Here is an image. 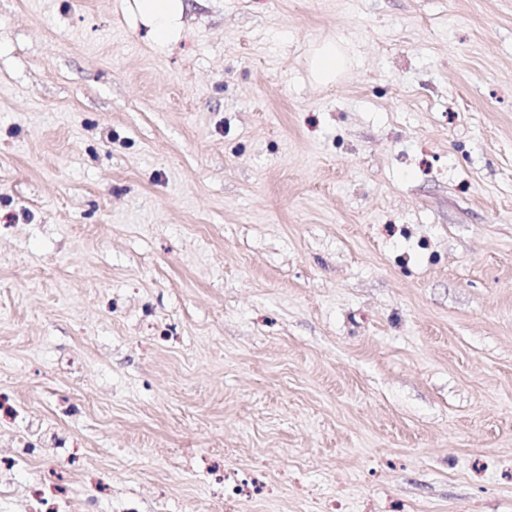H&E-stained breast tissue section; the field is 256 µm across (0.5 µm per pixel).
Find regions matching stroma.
<instances>
[{"instance_id":"1","label":"stroma","mask_w":512,"mask_h":512,"mask_svg":"<svg viewBox=\"0 0 512 512\" xmlns=\"http://www.w3.org/2000/svg\"><path fill=\"white\" fill-rule=\"evenodd\" d=\"M184 4L0 0V512H512V0ZM141 21L149 28L151 40L157 45L169 43L180 18L183 0H134ZM347 59L336 46V42H327L318 47L311 59V69L319 82H329L344 70ZM31 502L30 512H68L67 501L52 490L47 492L43 486H33L28 491Z\"/></svg>"}]
</instances>
